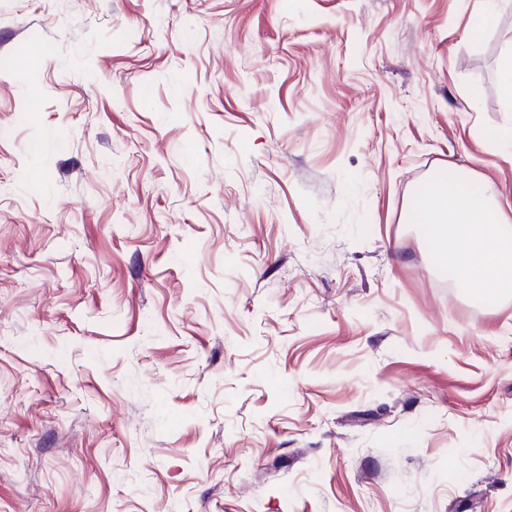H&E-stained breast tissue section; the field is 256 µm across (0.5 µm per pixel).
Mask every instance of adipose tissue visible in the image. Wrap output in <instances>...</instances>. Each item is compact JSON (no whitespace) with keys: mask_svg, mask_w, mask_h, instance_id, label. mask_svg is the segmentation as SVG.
Wrapping results in <instances>:
<instances>
[{"mask_svg":"<svg viewBox=\"0 0 512 512\" xmlns=\"http://www.w3.org/2000/svg\"><path fill=\"white\" fill-rule=\"evenodd\" d=\"M417 221L436 262L473 298L512 288V214L489 181L475 174L431 179Z\"/></svg>","mask_w":512,"mask_h":512,"instance_id":"ef3b65f1","label":"adipose tissue"}]
</instances>
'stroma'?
I'll return each instance as SVG.
<instances>
[{
  "label": "stroma",
  "mask_w": 512,
  "mask_h": 512,
  "mask_svg": "<svg viewBox=\"0 0 512 512\" xmlns=\"http://www.w3.org/2000/svg\"><path fill=\"white\" fill-rule=\"evenodd\" d=\"M0 0V512H512V0ZM499 86L503 103L512 112V52L506 53L501 59ZM511 211L489 181L446 173L425 186L416 223L425 224L436 262L473 298L484 300L512 288Z\"/></svg>",
  "instance_id": "1"
}]
</instances>
